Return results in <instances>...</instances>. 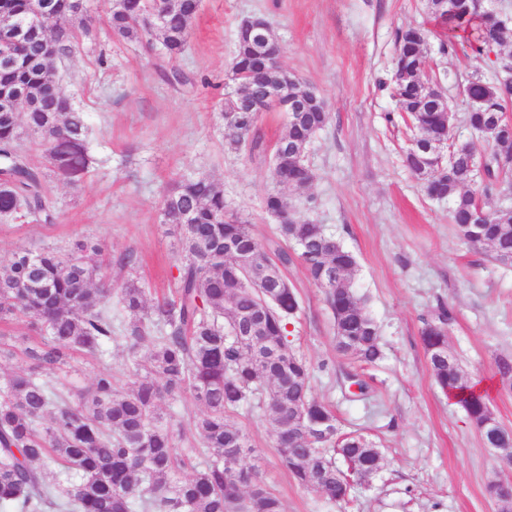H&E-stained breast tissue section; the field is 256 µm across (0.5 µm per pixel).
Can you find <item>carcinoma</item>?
<instances>
[{
	"instance_id": "1",
	"label": "carcinoma",
	"mask_w": 512,
	"mask_h": 512,
	"mask_svg": "<svg viewBox=\"0 0 512 512\" xmlns=\"http://www.w3.org/2000/svg\"><path fill=\"white\" fill-rule=\"evenodd\" d=\"M72 0H0V213L51 223L53 202L46 195L47 173L34 167L22 135L42 139L49 171L71 186L90 173L84 113L56 88L55 61L44 53L48 24L64 21ZM199 0H110L105 23L119 41L155 34L169 61L187 45ZM426 10L446 30L440 49L461 46L481 58L512 46V24L475 0H426ZM161 17L150 29L143 18ZM426 30L407 26L396 32L395 67L400 80L393 94L419 137L448 139L451 125L442 99H428L439 83L414 68L423 53ZM254 34L238 27L232 61L236 89L224 103V135L231 148H261L253 113L238 111L244 96L259 97L275 82ZM465 123L479 136L490 111L512 98V83L480 75L464 89ZM317 105L288 122L273 144L272 187L264 210L288 215L279 238L266 243L252 233L247 218L228 210L224 187L204 177L185 178L161 204L164 223L173 226L180 250L176 289L151 300L135 279L120 288L104 278L95 258L102 248L91 241L71 247L17 248L0 266V361L16 357L21 371L0 381V512H284L279 498L248 463L254 448H238L247 434L228 414L257 403L267 414L275 444L291 477L323 493L330 502L349 501L352 491L377 474L383 457L359 431L339 434L331 406L313 397L311 365L289 346L288 324L299 309L294 288L269 301L251 283L236 255L224 253L233 239L262 268L285 270L299 259L320 288L334 321L336 350L359 365L383 355L380 330L356 293L357 261L321 224L294 218L312 200L305 191L314 180L306 162L313 137L330 122ZM288 141L291 152L278 144ZM405 166L424 193L450 204L458 232L470 225L467 241L496 257L512 253V208L484 212L475 223L476 200L512 189L503 174L512 167V125L491 142L454 150L457 176L419 172L412 150ZM251 321L260 332L239 346L231 334ZM452 311L441 306L421 332L434 381L454 396L488 448H512V429L484 424L493 413L477 393L459 360L448 349ZM27 336L17 339V325ZM120 342L128 356V382L120 387L108 372L95 374L76 398L57 381L78 371L75 354L96 357ZM502 388L512 390V357L496 359ZM188 394L202 407L193 420L194 443L182 421L163 412L167 398ZM501 512H512V489L487 486Z\"/></svg>"
}]
</instances>
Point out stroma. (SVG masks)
I'll return each instance as SVG.
<instances>
[{"label": "stroma", "instance_id": "obj_1", "mask_svg": "<svg viewBox=\"0 0 512 512\" xmlns=\"http://www.w3.org/2000/svg\"><path fill=\"white\" fill-rule=\"evenodd\" d=\"M95 39L82 40L58 64L60 87L87 116L96 163L80 190L55 178L47 187L55 223L0 222V262L20 246H64L89 238L103 247V275L129 278L114 265L132 249L152 296L171 294L180 256L160 214L164 194L181 178L221 183L231 209L262 240L277 222L262 204L270 186V150L287 115L262 112L263 147L228 150L221 111L234 88L231 62L239 23L264 16L281 47V64L325 100L329 125L312 140V209L298 217L323 224L357 258L354 285L380 327L384 358L358 369L337 353L332 316L300 262L286 275L300 309L288 327L291 347L312 365L313 394L331 405L341 432L360 431L380 448L382 468L349 504L332 505L291 478L264 411L232 417L256 450L254 462L285 512H500L486 487L497 461L464 411L434 383L421 329L438 307L453 310L448 346L485 394L494 416L512 428V391L502 390L495 359L512 355V267L473 249L449 218V204L429 199L403 164L418 131L392 96L395 33L429 29L426 49L455 114L453 142L469 139L462 93L473 74H493L489 60L441 53L440 28L425 0H201L178 69L188 86L169 83L157 37L113 42L101 19L108 0H85ZM360 374L365 395L351 397Z\"/></svg>", "mask_w": 512, "mask_h": 512}]
</instances>
